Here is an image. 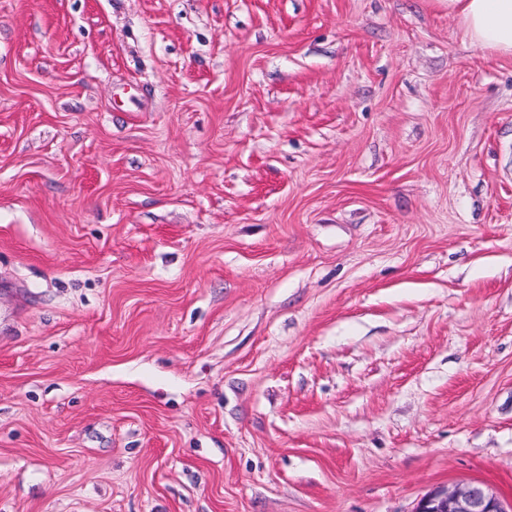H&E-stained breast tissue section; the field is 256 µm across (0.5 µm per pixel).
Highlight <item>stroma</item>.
<instances>
[{"label":"stroma","instance_id":"stroma-1","mask_svg":"<svg viewBox=\"0 0 512 512\" xmlns=\"http://www.w3.org/2000/svg\"><path fill=\"white\" fill-rule=\"evenodd\" d=\"M512 500V57L440 0H0V512ZM505 502L482 484L438 489L424 495L414 512H510Z\"/></svg>","mask_w":512,"mask_h":512}]
</instances>
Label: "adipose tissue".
<instances>
[{
    "instance_id": "adipose-tissue-1",
    "label": "adipose tissue",
    "mask_w": 512,
    "mask_h": 512,
    "mask_svg": "<svg viewBox=\"0 0 512 512\" xmlns=\"http://www.w3.org/2000/svg\"><path fill=\"white\" fill-rule=\"evenodd\" d=\"M464 39L483 50L512 56V0H446Z\"/></svg>"
}]
</instances>
